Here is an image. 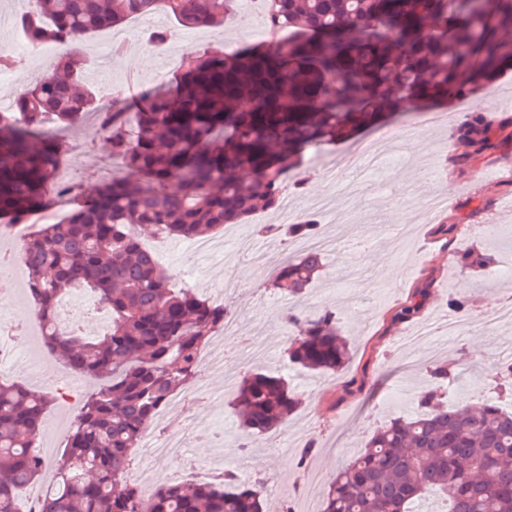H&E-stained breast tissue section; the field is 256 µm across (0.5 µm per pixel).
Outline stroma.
I'll use <instances>...</instances> for the list:
<instances>
[{
	"instance_id": "1",
	"label": "stroma",
	"mask_w": 512,
	"mask_h": 512,
	"mask_svg": "<svg viewBox=\"0 0 512 512\" xmlns=\"http://www.w3.org/2000/svg\"><path fill=\"white\" fill-rule=\"evenodd\" d=\"M247 12L257 20L265 18L259 0L252 5L237 0L234 19L213 30L188 31L170 17H153L152 28H165L172 34L168 50L148 47L142 37L132 39L124 53L112 58L109 68L86 74L85 82L94 89L108 81L122 84L134 71L140 90H167L174 84L181 63L195 51L234 53L251 44V30L238 21L239 15ZM416 120L424 125L420 147L406 145L390 153L389 184L368 186L356 206H348L342 186H329L320 176V162L341 159L344 145L317 148L316 163L299 169L302 185L292 192L299 216L313 215L310 201L328 192L335 207L328 215L316 217L317 221L322 225L336 222L345 228L335 251L325 254L322 274L302 297L273 288L272 268L282 260L279 251H268L269 265L264 268L235 245L237 237L253 234L258 221L278 223L276 212L260 211L244 223L226 225L224 254L218 259L192 257L184 239L159 240L166 254L162 266L174 275L176 287L193 288L211 301H223L238 315L247 334L267 339L268 355L260 365L283 377L304 396L301 407L277 430L281 445L273 450L263 436L255 438L248 451L238 449L240 430L232 396L225 393L224 377L219 373L209 376L213 399L198 400L191 411L201 423L223 420V449L201 446L194 436L186 434L183 414L172 415L160 427L161 433L183 435L190 457L205 461L223 456L226 469L241 472L243 481L261 490L270 512H275L285 496L322 501L328 482L351 454L366 445L379 424L393 416L414 415L415 397L429 382L425 372L428 361L448 364L458 375L456 403L475 407L493 395L495 361L512 350V323L486 324L481 320L512 291V278L501 279L490 272L479 276L452 259L453 253L471 248L512 247V194L502 191L503 182L512 180V140L501 141L465 166L455 167L450 163L456 153L455 129L425 126L421 113ZM78 148L93 157L96 170L103 167L110 153L104 134L95 127L76 126L71 137L64 139V157H71ZM96 170L81 183V192L99 187ZM433 194L447 198L448 207L432 216L425 203ZM444 224L456 225L455 238L441 233ZM189 262L198 268L192 278L179 273ZM390 268L396 269V277L387 276ZM421 290L426 293L421 312L412 319L398 320L400 307L413 301ZM452 295L468 301L464 330L452 338L440 332L423 339L412 351L402 350L400 337L448 314ZM292 305L311 315L335 312L351 348L343 369L310 376L289 362L284 317ZM26 349L41 358V373L33 381L17 374L14 382L51 391L62 359L43 347L36 328L26 339ZM309 444L314 447L312 454L301 458V451Z\"/></svg>"
}]
</instances>
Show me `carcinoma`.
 <instances>
[{
    "instance_id": "carcinoma-1",
    "label": "carcinoma",
    "mask_w": 512,
    "mask_h": 512,
    "mask_svg": "<svg viewBox=\"0 0 512 512\" xmlns=\"http://www.w3.org/2000/svg\"><path fill=\"white\" fill-rule=\"evenodd\" d=\"M16 25L33 44L65 53L54 75L20 92L15 114L0 118V213L19 221L51 203L60 146L40 135L46 117L71 127L97 114L126 167L142 181L107 182L80 200L61 224H44L23 244L26 292L42 323L44 346L76 375L106 383L85 398L60 457L45 459L35 441L51 392L0 383V512H21L17 491L48 469L41 512H263L260 493L232 471L221 484L172 482L144 497L126 481L142 429L198 375V356L224 330L227 308L172 276L144 251L132 227L196 238L258 211L275 209L302 153L390 115L431 110L491 87L512 71V0H267L271 34L226 56L198 57L169 91L147 92L128 127L88 87L85 36L161 11L180 25L214 26L233 0H29ZM493 121L468 117L457 129L473 154L491 144ZM295 238L317 235L310 221L270 224ZM500 255L470 249L462 267L494 268ZM323 259L284 261L274 283L303 295ZM88 291L111 320L101 337L57 326L61 298ZM286 323L290 361L309 373L334 371L349 342L330 312ZM503 396L476 409L448 406L456 378L442 363L426 372L417 415L394 417L329 484L321 512H412L427 492L443 495L437 512H512V360L499 364ZM299 405L283 379L244 376L235 397L242 447L275 431Z\"/></svg>"
}]
</instances>
